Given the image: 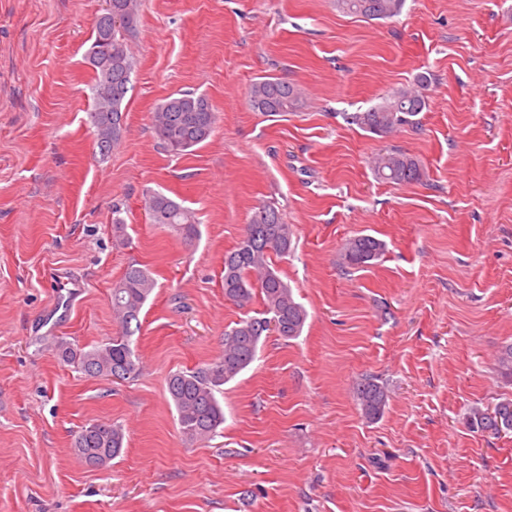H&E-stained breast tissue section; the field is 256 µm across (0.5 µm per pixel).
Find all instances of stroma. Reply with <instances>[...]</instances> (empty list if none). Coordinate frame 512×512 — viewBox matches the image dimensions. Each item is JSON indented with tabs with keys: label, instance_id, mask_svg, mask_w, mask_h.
Here are the masks:
<instances>
[{
	"label": "stroma",
	"instance_id": "obj_1",
	"mask_svg": "<svg viewBox=\"0 0 512 512\" xmlns=\"http://www.w3.org/2000/svg\"><path fill=\"white\" fill-rule=\"evenodd\" d=\"M104 0H0V512H512V433L472 431L512 399V0H406L394 18L336 0H141L125 129L100 160L85 61ZM427 74L416 128L376 136L346 115ZM275 77L293 112H255ZM207 95L204 143L174 154L152 116ZM398 149L423 177L377 180ZM192 210L199 234L152 223L149 192ZM294 230L276 258L308 313L264 336L224 386V425L184 435L167 379L217 362L224 332L261 311L224 296V255L258 207ZM122 228H115V219ZM385 253L342 267L349 239ZM132 263L156 286L131 338L142 372L92 378L51 347L120 335L113 285ZM390 394L368 422L356 382ZM120 426L119 457L87 467L72 443ZM301 101L297 86L273 77L256 81L249 93V104L255 112H290Z\"/></svg>",
	"mask_w": 512,
	"mask_h": 512
}]
</instances>
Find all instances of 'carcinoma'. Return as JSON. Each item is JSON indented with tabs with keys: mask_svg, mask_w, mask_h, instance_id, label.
Here are the masks:
<instances>
[{
	"mask_svg": "<svg viewBox=\"0 0 512 512\" xmlns=\"http://www.w3.org/2000/svg\"><path fill=\"white\" fill-rule=\"evenodd\" d=\"M405 0H336V6L368 20H386L399 15ZM140 0H112V17L97 16L94 38L86 59L94 75L95 107L88 120L95 129L97 147L112 153L124 131V101L131 83L135 62L124 33L137 22ZM428 78L420 76L412 88H402L383 103L365 112L346 117L364 131L382 136L394 129L416 123L426 107L423 89ZM302 101L301 92L283 79L265 78L252 84L249 104L256 112H290ZM216 113L209 99L194 92L177 93L165 99L154 113V130L169 151L180 154L206 141L214 131ZM375 175L394 184L421 179L418 161L406 153L390 149L374 161ZM146 206L154 224L166 225L186 239L198 234L192 212L172 198L154 192ZM292 225L284 222L280 211L263 205L246 225L243 238L224 254V297L240 306L260 294L264 316H250L224 331L222 361L194 370L174 372L167 380L169 397L177 411L182 432L191 439H208L224 424V409L218 400L224 384L236 378L255 360L262 336L274 330L284 339H293L304 328L307 314L296 301L292 289L281 278L272 257L291 250ZM385 244L371 235L350 239L343 250V264L360 268L371 264L384 251ZM155 281L149 271L138 265L128 266L112 287V308L120 319L123 334L90 349L80 348L63 338L53 349L58 358L74 364L90 377L128 379L137 376L139 357L131 347L130 337L140 328L139 315ZM355 394L362 415L369 422L380 419L389 394L386 386L372 377L360 379ZM471 426L498 435L512 431V399L498 402L490 411L473 409ZM124 433L120 426L94 422L84 426L74 440L75 454L89 467L100 468L118 457L123 449Z\"/></svg>",
	"mask_w": 512,
	"mask_h": 512,
	"instance_id": "carcinoma-1",
	"label": "carcinoma"
}]
</instances>
